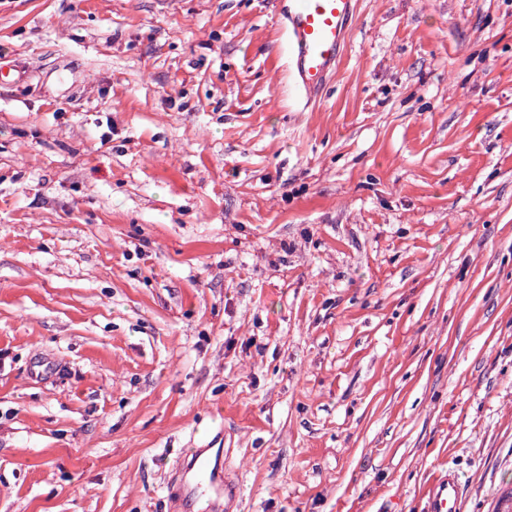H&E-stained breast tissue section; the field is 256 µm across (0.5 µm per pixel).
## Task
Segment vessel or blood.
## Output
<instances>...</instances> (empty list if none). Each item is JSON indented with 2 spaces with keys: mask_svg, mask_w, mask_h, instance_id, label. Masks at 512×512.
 <instances>
[{
  "mask_svg": "<svg viewBox=\"0 0 512 512\" xmlns=\"http://www.w3.org/2000/svg\"><path fill=\"white\" fill-rule=\"evenodd\" d=\"M288 81L301 105L316 102L334 77L344 51L355 0H281ZM182 495L207 497V512H234V484L220 448H194L182 459ZM464 487L455 470L428 492V512H461Z\"/></svg>",
  "mask_w": 512,
  "mask_h": 512,
  "instance_id": "b4317fda",
  "label": "vessel or blood"
}]
</instances>
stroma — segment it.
<instances>
[{
  "label": "stroma",
  "mask_w": 512,
  "mask_h": 512,
  "mask_svg": "<svg viewBox=\"0 0 512 512\" xmlns=\"http://www.w3.org/2000/svg\"><path fill=\"white\" fill-rule=\"evenodd\" d=\"M0 0V512H462L512 482V0ZM288 81L306 108L316 102L344 51L355 0H281ZM179 473L183 499L207 496V512H235V489L224 469L223 449L192 448L182 459ZM463 492L459 475L452 468L448 469L428 492L427 512H460Z\"/></svg>",
  "instance_id": "1"
}]
</instances>
